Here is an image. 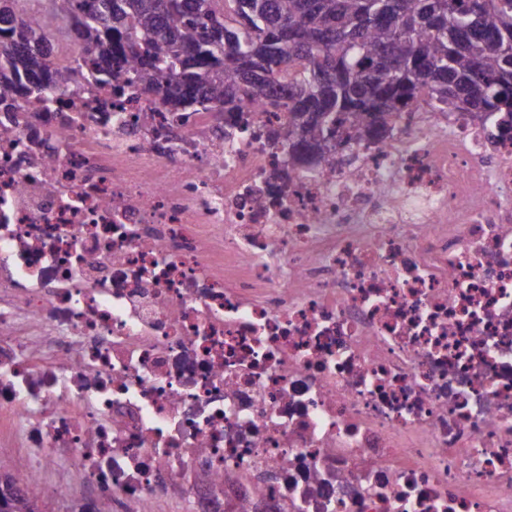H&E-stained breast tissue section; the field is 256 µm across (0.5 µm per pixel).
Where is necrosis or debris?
Segmentation results:
<instances>
[{
    "label": "necrosis or debris",
    "instance_id": "4bbe7bcc",
    "mask_svg": "<svg viewBox=\"0 0 512 512\" xmlns=\"http://www.w3.org/2000/svg\"><path fill=\"white\" fill-rule=\"evenodd\" d=\"M0 112V455L81 512H512V127L288 115L82 71ZM56 464L48 477V464Z\"/></svg>",
    "mask_w": 512,
    "mask_h": 512
}]
</instances>
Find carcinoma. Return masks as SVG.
<instances>
[{
  "label": "carcinoma",
  "mask_w": 512,
  "mask_h": 512,
  "mask_svg": "<svg viewBox=\"0 0 512 512\" xmlns=\"http://www.w3.org/2000/svg\"><path fill=\"white\" fill-rule=\"evenodd\" d=\"M0 0V110L68 81L44 47L81 44L77 68L117 95L170 112L288 113L269 138L288 161L322 159L334 138L385 135L426 99L486 120L512 116V0H50L35 18ZM0 512H47L33 496Z\"/></svg>",
  "instance_id": "obj_1"
}]
</instances>
